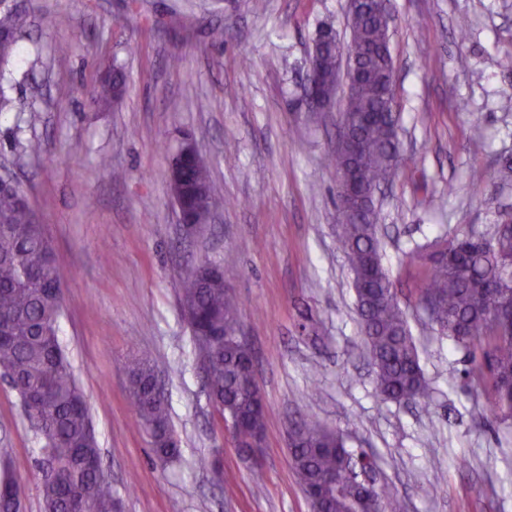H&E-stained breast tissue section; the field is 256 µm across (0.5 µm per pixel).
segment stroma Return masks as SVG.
I'll list each match as a JSON object with an SVG mask.
<instances>
[{"instance_id":"35a3bbf8","label":"stroma","mask_w":512,"mask_h":512,"mask_svg":"<svg viewBox=\"0 0 512 512\" xmlns=\"http://www.w3.org/2000/svg\"><path fill=\"white\" fill-rule=\"evenodd\" d=\"M14 2L29 26L9 68L17 107L0 114V164L53 243L58 335L119 512H310L288 449L302 419L373 454L400 512H456L465 499L471 512H512V419L486 421L491 389L470 385L465 350L419 307L428 273L415 256L512 213V177L500 173L512 161V70L500 64L512 56V0H387L400 171L378 198L381 255L432 388L426 408L374 394L337 244L338 178L325 163L344 100L313 112L304 96L319 28L349 39L347 0ZM116 65L121 100L93 108ZM186 135L216 199L191 234L168 188ZM32 140L40 154L25 153ZM203 262L223 270L254 352L266 404L254 461L238 455L207 396L181 304L184 277ZM135 357L157 367L176 461L154 455L134 422ZM40 446L0 377V462L24 486L21 512H43ZM203 455L233 481L199 470Z\"/></svg>"}]
</instances>
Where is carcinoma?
<instances>
[{
  "mask_svg": "<svg viewBox=\"0 0 512 512\" xmlns=\"http://www.w3.org/2000/svg\"><path fill=\"white\" fill-rule=\"evenodd\" d=\"M26 26L25 17L9 8L0 11V28L10 36L0 40V112L13 108L4 86L6 71ZM349 43L365 50L361 75L345 101L342 114L361 122V149L351 156L342 147L326 164L345 176H357L361 188L339 199V210L356 213L339 224L338 244L358 274L354 281L364 340L374 366V390L384 402L429 406L432 393L420 365L412 336L389 272L381 261L375 202L366 193L398 177V127L393 90V63L387 33L379 20L365 13L351 18ZM323 81L336 83V55L317 59ZM210 187L207 167L183 166V187ZM443 257L428 253L430 273L418 301L433 300L430 322L455 345L481 350L470 374L488 377L492 385L489 414L512 417V223L498 224L487 236L456 235L446 241ZM49 239L38 232L35 211L18 182L0 183V368L10 377L25 414L42 447L39 468L44 512H74L85 500L94 512H114L112 485L100 468L99 446L93 433L85 396L78 385L58 336L62 287L50 262ZM183 305L194 310L189 325L194 341H214L205 360L210 398L223 406L224 417L262 434L265 410L250 390L254 357L228 332L240 326L237 301L217 277L200 280L196 272L182 282ZM156 366L138 360L130 367V396L136 423L150 437L157 457L174 461L165 397L152 392ZM291 468L307 499H317L324 512H399L397 500L376 485L356 481L353 472L371 463L367 454L346 446L343 434L316 422L291 427ZM20 483L8 473L0 477V512H18L13 496Z\"/></svg>",
  "mask_w": 512,
  "mask_h": 512,
  "instance_id": "1",
  "label": "carcinoma"
}]
</instances>
